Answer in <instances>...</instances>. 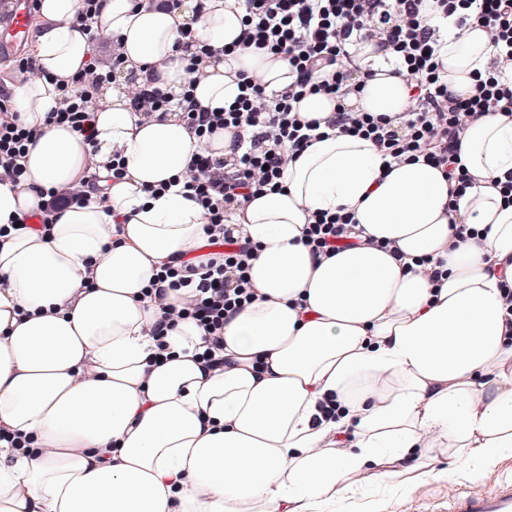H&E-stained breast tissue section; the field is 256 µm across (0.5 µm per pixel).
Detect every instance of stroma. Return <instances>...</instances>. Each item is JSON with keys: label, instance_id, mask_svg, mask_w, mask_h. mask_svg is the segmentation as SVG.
<instances>
[{"label": "stroma", "instance_id": "1", "mask_svg": "<svg viewBox=\"0 0 512 512\" xmlns=\"http://www.w3.org/2000/svg\"><path fill=\"white\" fill-rule=\"evenodd\" d=\"M423 461L424 475L405 484L372 472L351 475L349 491L326 496L320 512H448L449 488L479 493L488 478L512 481V453L497 459L486 472L473 469L451 448L425 449Z\"/></svg>", "mask_w": 512, "mask_h": 512}]
</instances>
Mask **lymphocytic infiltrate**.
<instances>
[{"mask_svg": "<svg viewBox=\"0 0 512 512\" xmlns=\"http://www.w3.org/2000/svg\"><path fill=\"white\" fill-rule=\"evenodd\" d=\"M243 29L242 49L266 52L287 60L292 78L284 91H266L246 70H236L241 92L221 112L202 109L190 89L173 94L153 84H135L132 108L145 119L178 111L197 138L230 131V155L197 154L183 180V190L205 211L209 244L221 246L219 258L184 267L165 266L157 287H192L195 296L188 318L208 333L200 360L206 369L224 365L222 330L226 318L254 299L248 277L251 247L243 242L233 216L249 197L279 186L289 156L298 155L315 139L316 121L300 117L296 105L305 96L323 94L336 101L328 127L370 140L394 160L420 157L441 167L458 191H466L472 176L458 166L464 123H476L493 112L512 115V75L501 62H512V0H238ZM477 19L491 35L497 66L477 77L471 94L448 88V74L439 64L441 23L463 30ZM389 52L398 67L409 72L415 105L395 115L349 109L347 101L360 94V45ZM124 69L120 50L108 61L89 57L66 82L57 84L59 106L48 114L52 124L68 125L85 139L94 135L92 102L95 92L113 83ZM11 95L0 87V176L19 181L23 159L36 138L13 112ZM348 215L318 213L305 233L312 253L322 257L350 240Z\"/></svg>", "mask_w": 512, "mask_h": 512, "instance_id": "lymphocytic-infiltrate-1", "label": "lymphocytic infiltrate"}]
</instances>
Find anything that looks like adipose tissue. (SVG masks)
<instances>
[{
	"label": "adipose tissue",
	"instance_id": "adipose-tissue-1",
	"mask_svg": "<svg viewBox=\"0 0 512 512\" xmlns=\"http://www.w3.org/2000/svg\"><path fill=\"white\" fill-rule=\"evenodd\" d=\"M38 6V76L11 89L38 136L25 178L0 181V432L21 442L0 441V512H313L348 475L384 466L406 477L418 448L486 464L512 450V203L496 184L512 171V117L463 129L475 181L456 198L440 168L385 163L368 139L331 129L290 160L281 189L236 216L258 299L225 321L224 368L206 371L192 321L172 324L162 351L151 334L193 289L160 304L148 292L168 262L206 256L204 211L171 180L193 154H228L231 136L198 140L174 113L139 120L112 87L93 140L49 124L56 82L82 67L91 41L81 0ZM99 23L121 44L124 79L191 86L205 109L235 99L241 67L267 90L289 84L284 59L225 61L242 29L237 0H209L200 15L193 0H101ZM187 23L217 50L195 75L178 42ZM360 54L373 75L350 105L408 110L410 76L373 45ZM492 59L481 25L446 36L449 89L471 91ZM75 185L86 203L54 213L49 232L21 224L42 192ZM338 211L363 242L315 257L306 227ZM331 400L330 420L320 406Z\"/></svg>",
	"mask_w": 512,
	"mask_h": 512
}]
</instances>
